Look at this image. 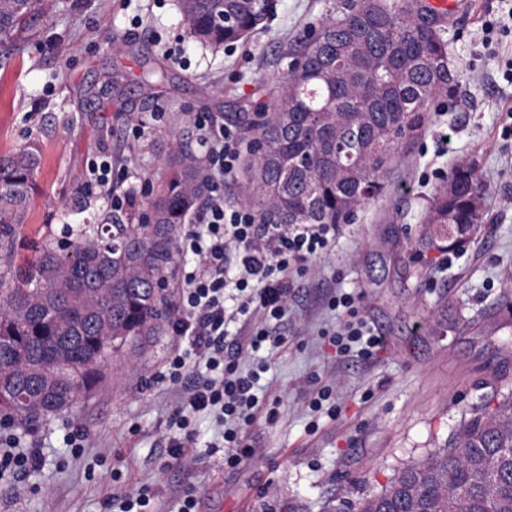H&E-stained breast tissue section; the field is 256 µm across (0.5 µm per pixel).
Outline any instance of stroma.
Returning a JSON list of instances; mask_svg holds the SVG:
<instances>
[{"label":"stroma","instance_id":"1","mask_svg":"<svg viewBox=\"0 0 512 512\" xmlns=\"http://www.w3.org/2000/svg\"><path fill=\"white\" fill-rule=\"evenodd\" d=\"M443 21L455 72L421 126L402 139L381 174L383 192L358 209L330 255L318 259L291 302L288 346L268 354L265 378L280 401L274 424L250 428L255 453L237 468L207 455L217 427L199 417L181 459L164 448L181 387L163 380L177 340L169 329L112 361L104 382L73 411L20 426L0 441L30 440L44 465L23 480L0 475V512H107L120 491H157L156 512H177L193 492L197 512H329L381 492L406 464L451 447L458 425L512 389V36L485 45L482 24L502 0H469ZM345 0H275L250 39L218 49L193 42L177 0H51L26 37L0 45V155L41 148L38 194L0 271L33 261L66 227L104 223L108 193L88 181L100 151L112 155L117 190L146 211L166 158L199 151L196 117L244 130L255 102L273 103L277 80L302 42ZM145 126L133 131L128 117ZM451 143L442 147L441 132ZM475 164L487 183L483 219L453 250L418 252L427 204L448 172ZM383 336L371 359L337 357L325 305L337 289ZM329 386L335 417L308 408ZM86 436L80 458L66 438Z\"/></svg>","mask_w":512,"mask_h":512}]
</instances>
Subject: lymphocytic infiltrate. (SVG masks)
I'll return each mask as SVG.
<instances>
[{
    "mask_svg": "<svg viewBox=\"0 0 512 512\" xmlns=\"http://www.w3.org/2000/svg\"><path fill=\"white\" fill-rule=\"evenodd\" d=\"M197 123L216 133L207 155L206 193L193 228L178 242L188 262L182 293L169 318L178 344L166 360L165 377L184 385L185 392L177 421L180 433L167 437L166 448L170 458L179 459L194 440L190 415L211 412L221 426V441L210 444L208 451L223 453L225 466L235 468L254 453L247 442L248 428L260 419L272 424L279 418V403L269 398L263 382L266 363L245 369L239 356L246 349L256 353L287 344V337L273 335L269 325L287 320L296 278L335 250L341 227L262 224L246 202L226 207L224 177L236 169L244 138L237 129L215 126L208 118H198ZM356 300L354 293L339 292L328 301L331 310L347 316L330 334L340 357L367 358L383 344L381 334L358 317ZM256 312L263 321L247 336L227 333L233 318L247 320ZM197 361L204 363L207 375L192 382L189 368Z\"/></svg>",
    "mask_w": 512,
    "mask_h": 512,
    "instance_id": "lymphocytic-infiltrate-1",
    "label": "lymphocytic infiltrate"
}]
</instances>
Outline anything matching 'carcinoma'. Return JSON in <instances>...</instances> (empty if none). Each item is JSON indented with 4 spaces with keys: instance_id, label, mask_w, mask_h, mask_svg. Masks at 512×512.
Wrapping results in <instances>:
<instances>
[{
    "instance_id": "carcinoma-1",
    "label": "carcinoma",
    "mask_w": 512,
    "mask_h": 512,
    "mask_svg": "<svg viewBox=\"0 0 512 512\" xmlns=\"http://www.w3.org/2000/svg\"><path fill=\"white\" fill-rule=\"evenodd\" d=\"M43 0H0V44L15 40ZM359 0L323 21L319 50L305 42L301 67L280 81L277 104L258 112L260 157L245 195L262 224H340L380 190L379 176L400 140L416 130L445 91L446 44L437 22L413 7L383 2L365 14ZM188 34L220 47L247 39L269 15V0H179ZM37 144L0 155V250H12L17 226L37 191ZM206 181L197 157L169 164L148 211L136 224H81L73 238L46 244L28 267L0 274V390L15 418L38 421L86 399L115 354L167 319L158 288L174 257L177 226L201 201ZM485 180L473 165L448 173L417 241L451 250L480 223L474 201ZM115 339L106 338L103 325ZM65 351L74 373L43 398V374ZM356 512H512V390L493 408L461 423L455 446L401 469L389 486L361 498Z\"/></svg>"
}]
</instances>
